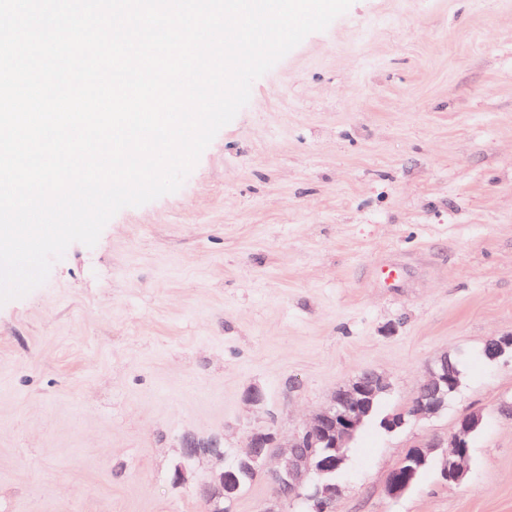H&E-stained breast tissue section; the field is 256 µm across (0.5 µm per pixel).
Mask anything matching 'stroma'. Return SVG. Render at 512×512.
Returning a JSON list of instances; mask_svg holds the SVG:
<instances>
[{
  "mask_svg": "<svg viewBox=\"0 0 512 512\" xmlns=\"http://www.w3.org/2000/svg\"><path fill=\"white\" fill-rule=\"evenodd\" d=\"M512 0H354L251 87L174 193L118 211L0 305V512H203L181 438L281 441L367 369L403 408L461 360L439 416L368 422L336 512H512ZM266 402L245 401L251 389ZM482 425L467 475L414 444ZM484 350L490 361H500L509 356L512 360V334L489 338L486 341ZM484 350L483 355L486 358ZM482 421L479 413H469L463 416L456 423L453 431L447 438L434 437L431 440L417 443L411 447L399 464L389 473L386 481V493L391 499H397L403 496L410 487L412 476L405 467L408 460L421 458L427 459L438 450V448H452L442 454L440 470L442 476L448 483L459 484L467 474V461L472 437L477 432L474 431L466 437L471 430ZM446 445V446H445Z\"/></svg>",
  "mask_w": 512,
  "mask_h": 512,
  "instance_id": "35a3bbf8",
  "label": "stroma"
}]
</instances>
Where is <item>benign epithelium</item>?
I'll list each match as a JSON object with an SVG mask.
<instances>
[{
    "label": "benign epithelium",
    "mask_w": 512,
    "mask_h": 512,
    "mask_svg": "<svg viewBox=\"0 0 512 512\" xmlns=\"http://www.w3.org/2000/svg\"><path fill=\"white\" fill-rule=\"evenodd\" d=\"M485 354L491 361L512 357V334L493 336L486 341ZM459 384L458 372L442 355L426 369V376L414 391L408 414L388 418L384 427L394 432L406 424V418L420 419L439 415L448 406V390ZM390 380L376 371L361 376L339 388L330 401L315 411L281 449L277 435L268 427L250 428L244 436L242 461L250 473L264 475L270 487V498L261 512H283L286 503L301 497V492L316 484L315 493L308 496L309 512H333L339 494L338 485L327 480L314 482V477L337 469L342 458L328 455L329 449L346 447L369 415L373 398L388 394ZM482 421L478 413H469L458 420L446 438L434 437L411 447L399 464L389 473L386 493L391 499L403 496L410 487L412 476L405 467L409 460L427 459L438 449L443 453L440 470L452 484H459L467 474L466 437ZM183 457L187 461L206 459L209 475L197 484V494L205 512H224V485L230 471L224 469V446L218 439H200L187 434L182 439Z\"/></svg>",
    "instance_id": "7a95c632"
}]
</instances>
